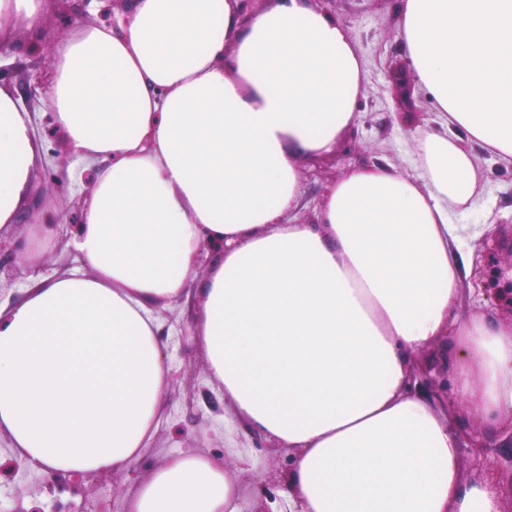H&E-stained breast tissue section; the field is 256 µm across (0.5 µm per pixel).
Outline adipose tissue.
<instances>
[{
  "label": "adipose tissue",
  "instance_id": "ef3b65f1",
  "mask_svg": "<svg viewBox=\"0 0 512 512\" xmlns=\"http://www.w3.org/2000/svg\"><path fill=\"white\" fill-rule=\"evenodd\" d=\"M43 0H0V36L39 28ZM399 35L432 104L418 176L355 166L318 221L299 208L298 157L355 120L360 58L312 0H127L54 49L48 98L70 175L97 167L70 240L80 269L37 279L0 313V433L57 473L130 465L162 416L168 367L151 306L181 298L217 243L197 332L231 425L294 449L273 512H499L462 484L460 436L411 378L447 338L476 424L512 418V324L461 313L479 232L452 223L479 173L470 144L512 166V0H402ZM42 160L29 112L0 85V236ZM128 512H247L239 481L171 457Z\"/></svg>",
  "mask_w": 512,
  "mask_h": 512
}]
</instances>
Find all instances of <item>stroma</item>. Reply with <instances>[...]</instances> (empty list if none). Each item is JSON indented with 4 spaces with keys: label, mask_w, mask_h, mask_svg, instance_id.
<instances>
[{
    "label": "stroma",
    "mask_w": 512,
    "mask_h": 512,
    "mask_svg": "<svg viewBox=\"0 0 512 512\" xmlns=\"http://www.w3.org/2000/svg\"><path fill=\"white\" fill-rule=\"evenodd\" d=\"M401 0H331L328 13L336 17L358 51L364 70L362 92L356 102L354 123L336 144L308 155L299 163V192L305 201L299 213L302 220L313 218L314 207L326 187L352 167L391 164L407 175L416 170L409 163L415 147L414 130L425 123L431 106L421 91H414L413 109L400 108L394 97L391 65L405 58L406 49L398 35ZM104 0L87 5L73 0L69 11H62L59 0H47L37 36L19 35L23 48L0 58V84L19 87L22 76L37 77L42 72L41 53L67 37L76 26L99 21ZM47 159L35 174V184L47 187L52 202L51 215L64 223H76L68 206L78 196V185L68 170L66 148L57 133L38 135ZM474 163L481 176L482 204L470 213L455 216L458 224L482 225L488 239L497 243L501 268L512 267V166H504L473 146ZM199 299L189 291L183 302L153 307L152 315L164 356L169 364L168 388L163 397L161 421L141 457L121 470L106 474H82L78 483L62 480L48 486L45 470L23 466L13 468L12 482L0 483V498L11 512H29L33 504L52 512H84L85 505L100 512H126L129 494L170 456L195 452L218 463L228 473L237 470V459L224 447V420L233 407L222 390L207 376L206 351L196 334H182L183 323L196 322ZM443 415L451 430L461 437L459 469L462 483L492 473L501 484L512 482V449L504 440L512 438V422H503L494 436L473 432L469 407L456 393H449ZM245 446L259 466L255 477L245 484L248 512H258L266 496L281 497L288 492V475L295 450L269 448L255 436L244 438Z\"/></svg>",
    "instance_id": "1"
}]
</instances>
